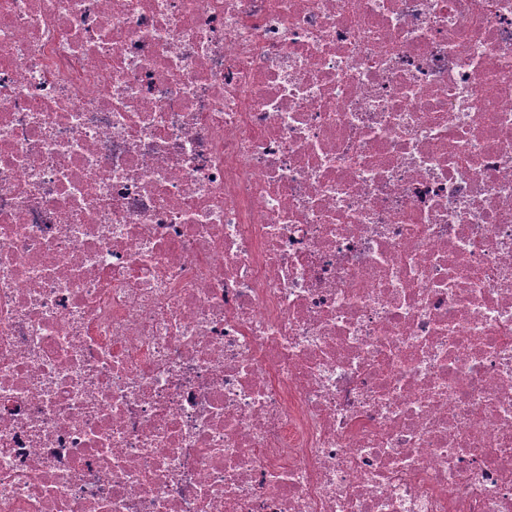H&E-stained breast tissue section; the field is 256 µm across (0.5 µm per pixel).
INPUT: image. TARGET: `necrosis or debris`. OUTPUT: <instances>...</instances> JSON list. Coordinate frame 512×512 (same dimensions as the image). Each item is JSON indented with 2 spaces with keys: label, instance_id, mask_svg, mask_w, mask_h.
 I'll return each instance as SVG.
<instances>
[{
  "label": "necrosis or debris",
  "instance_id": "obj_1",
  "mask_svg": "<svg viewBox=\"0 0 512 512\" xmlns=\"http://www.w3.org/2000/svg\"><path fill=\"white\" fill-rule=\"evenodd\" d=\"M0 512H512V0H0Z\"/></svg>",
  "mask_w": 512,
  "mask_h": 512
}]
</instances>
